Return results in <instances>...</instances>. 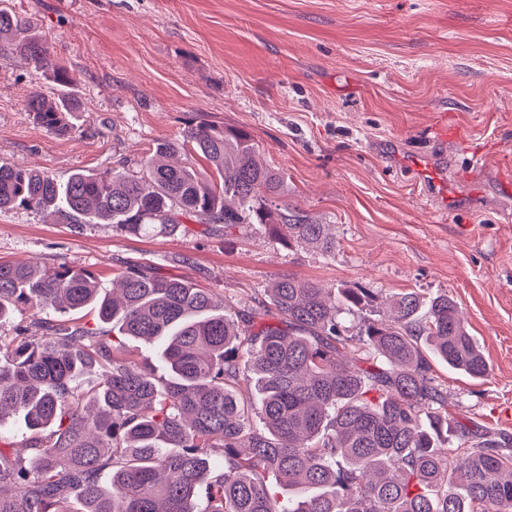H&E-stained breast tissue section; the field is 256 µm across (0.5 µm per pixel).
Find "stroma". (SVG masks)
Segmentation results:
<instances>
[{"label": "stroma", "mask_w": 512, "mask_h": 512, "mask_svg": "<svg viewBox=\"0 0 512 512\" xmlns=\"http://www.w3.org/2000/svg\"><path fill=\"white\" fill-rule=\"evenodd\" d=\"M30 21L85 104L71 135L24 112L50 74L0 55V163L66 180L205 122L248 132L284 203L336 230L323 255L268 229L184 219L136 237L0 212V261L77 263L104 291L126 263L217 300L292 276L327 288L448 293L489 371L432 375L459 421L512 438V0H0ZM448 139L431 135L438 122ZM482 154L481 168L470 160Z\"/></svg>", "instance_id": "obj_1"}]
</instances>
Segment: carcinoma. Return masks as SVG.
I'll return each instance as SVG.
<instances>
[{"mask_svg":"<svg viewBox=\"0 0 512 512\" xmlns=\"http://www.w3.org/2000/svg\"><path fill=\"white\" fill-rule=\"evenodd\" d=\"M29 23L0 9V51L53 72L57 94L24 110L46 131H76L84 103ZM190 144L213 174L176 160ZM285 177L255 160L240 129L190 125L131 168L48 173L0 163V211H48L61 224L131 235L201 224H260L288 246L336 249L328 225L282 203ZM104 293L65 263H0V422L33 433L0 448V512H512V448L448 414L432 363L474 378L486 359L448 294L394 296L375 316L368 288L290 276L258 306L232 311L181 279L128 264ZM97 312L108 329H88ZM271 315L274 324L255 319ZM160 346L168 378L127 358L111 336ZM95 369L90 388L81 378ZM111 473L109 486L101 474ZM299 496L280 500L277 487Z\"/></svg>","mask_w":512,"mask_h":512,"instance_id":"obj_1","label":"carcinoma"}]
</instances>
